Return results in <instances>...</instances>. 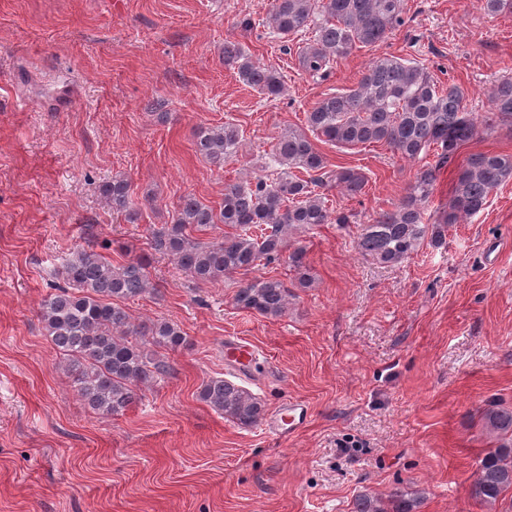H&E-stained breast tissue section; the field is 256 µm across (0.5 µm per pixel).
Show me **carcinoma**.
Listing matches in <instances>:
<instances>
[{
	"label": "carcinoma",
	"instance_id": "cac0c4a2",
	"mask_svg": "<svg viewBox=\"0 0 512 512\" xmlns=\"http://www.w3.org/2000/svg\"><path fill=\"white\" fill-rule=\"evenodd\" d=\"M489 15H512V0H481ZM404 0H273L269 27L281 39L311 32L299 47L302 71L325 77L333 62L359 48L374 47L404 23ZM224 68L245 85L276 98L283 93L280 73L255 62L238 41H224ZM490 112L482 122L467 108L465 91L441 84L420 61L393 55L372 59L357 85L325 94L306 113V128L288 127L278 136L264 175L256 182L229 184L219 209L194 196H184L173 222L152 230L151 253L113 263L93 250L74 253L63 265L66 287L49 295L39 317L58 350L64 370L72 377L85 404L101 416H119L138 393L163 379L167 361L153 347L172 352L189 338L168 319L136 323L125 302L156 291L150 278L152 255L169 257L199 282L224 281L261 264L284 261L302 288L312 282L306 250H288L295 235L321 224H344L347 217L329 206L325 189L336 187L345 196L362 194L368 177L355 167L334 166L312 143L316 138L340 148L382 142L410 160L434 159L416 171L406 194L391 211L360 225L356 248L378 265L397 266L425 241L436 244L450 224H462L482 213L490 197L512 181V155L480 153L457 171L448 204L428 213L442 170L459 148L476 137L478 125L491 131L512 122V76L502 77L489 92ZM239 126L226 122L201 127L195 152L222 166L236 157ZM117 212L133 210L130 182L115 175L100 187ZM222 224L224 235L204 240L199 233ZM290 291L273 277L242 283L234 293L236 306L264 317H280L288 308ZM199 399L241 428L256 425L265 406L238 384L221 377L203 383ZM496 447L479 461L472 496L493 504L512 494V407H493L481 417ZM419 501L400 488L386 497L362 494L355 512H416Z\"/></svg>",
	"mask_w": 512,
	"mask_h": 512
}]
</instances>
